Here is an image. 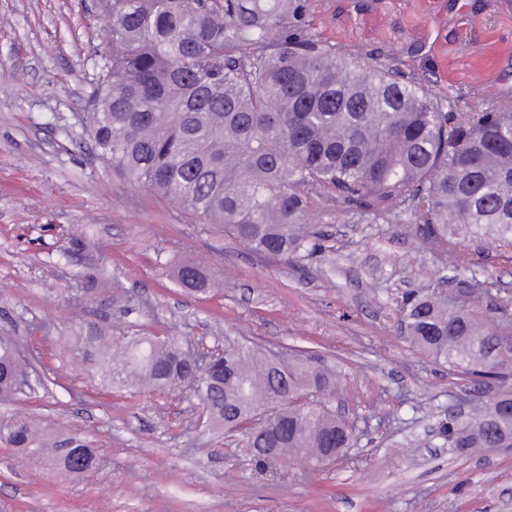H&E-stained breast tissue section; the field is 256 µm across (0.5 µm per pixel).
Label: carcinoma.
<instances>
[{
	"label": "carcinoma",
	"mask_w": 512,
	"mask_h": 512,
	"mask_svg": "<svg viewBox=\"0 0 512 512\" xmlns=\"http://www.w3.org/2000/svg\"><path fill=\"white\" fill-rule=\"evenodd\" d=\"M105 64L84 116L112 171L169 200L249 249L283 258L321 247L311 208L414 226L440 255L459 241L512 247V96L477 105L436 95L380 58L348 57L309 21V0H96ZM176 282L207 293L202 269ZM453 309L439 288L403 301L407 341L467 377L480 394L512 369L500 321ZM206 365L176 336L115 338L75 318L56 356L115 393L165 397L197 381L198 423L222 427L260 472L292 454L345 455L354 427L328 407L339 377L299 355L283 363L237 336ZM0 339V401L31 379ZM463 453L512 447V418L448 419ZM5 443L64 478L99 462L77 433L30 421Z\"/></svg>",
	"instance_id": "obj_1"
}]
</instances>
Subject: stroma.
<instances>
[{
	"label": "stroma",
	"mask_w": 512,
	"mask_h": 512,
	"mask_svg": "<svg viewBox=\"0 0 512 512\" xmlns=\"http://www.w3.org/2000/svg\"><path fill=\"white\" fill-rule=\"evenodd\" d=\"M92 0H0V336L52 382L0 402V427L51 422L92 441L102 463L64 479L0 443V512H512V448L477 455L449 445V413L478 414L465 376L402 333L403 296L440 276L472 282L465 308L512 311V247L460 242L447 257L411 225L312 211L321 250L259 255L131 185L100 159L82 126L104 23ZM323 37L352 56L381 53L441 94L512 93L506 0H312ZM90 245L65 256L69 234ZM185 261L220 279L206 294L175 281ZM122 287L111 309L86 298L80 272ZM131 336L188 342L242 336L312 351L341 374L330 407L356 428L359 466L289 461L255 473L223 429L196 425L184 390L165 406L112 392L57 362L73 314Z\"/></svg>",
	"instance_id": "35a3bbf8"
}]
</instances>
